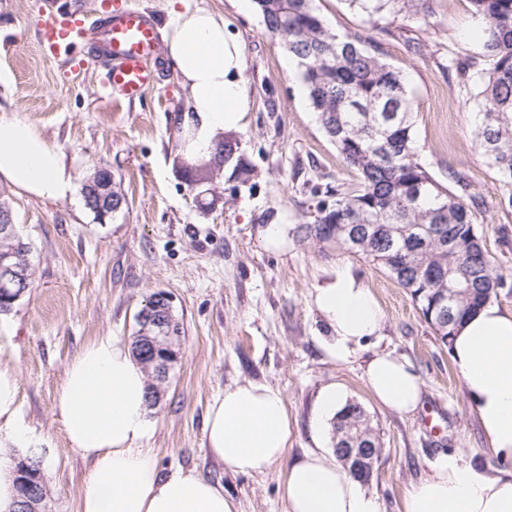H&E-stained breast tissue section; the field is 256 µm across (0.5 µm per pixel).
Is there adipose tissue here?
I'll return each mask as SVG.
<instances>
[{
    "label": "adipose tissue",
    "mask_w": 512,
    "mask_h": 512,
    "mask_svg": "<svg viewBox=\"0 0 512 512\" xmlns=\"http://www.w3.org/2000/svg\"><path fill=\"white\" fill-rule=\"evenodd\" d=\"M166 55L186 92L181 125L185 160L208 155L217 133L245 124L242 45L223 14L204 8L173 11L163 31ZM0 182L17 192L61 201L75 179L56 145L32 123L0 113ZM313 302L331 330L324 349L347 362L378 335L383 312L371 288L346 265L315 288ZM450 355L481 430L501 467L440 459L407 493L404 512H512V312L486 302L457 328ZM366 385L386 409L416 411L423 385L410 363L378 351L364 365ZM148 378L130 349L101 336L66 366L54 414L71 449L92 463L80 512H236L224 487L194 472L162 475L142 442L151 425ZM291 425L284 394L265 383L225 388L208 408L205 449L225 467L262 473L286 453ZM286 512H379L340 463L311 451L289 465Z\"/></svg>",
    "instance_id": "ef3b65f1"
}]
</instances>
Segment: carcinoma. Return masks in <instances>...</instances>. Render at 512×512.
Returning a JSON list of instances; mask_svg holds the SVG:
<instances>
[{"label":"carcinoma","instance_id":"cac0c4a2","mask_svg":"<svg viewBox=\"0 0 512 512\" xmlns=\"http://www.w3.org/2000/svg\"><path fill=\"white\" fill-rule=\"evenodd\" d=\"M370 29L402 17L430 24L435 0H345ZM266 31L296 60L321 127L360 182L326 190L319 216L304 224L305 239L334 242L381 267L408 290L437 339L449 346L463 317L497 296L507 278L496 271L475 229L476 198L454 175L456 190L444 187L420 161L414 116L404 71L379 59L357 36H338L315 0H254ZM485 28L477 50L463 62L448 60L463 83L473 86L476 142L512 206V0H470ZM237 139L216 137L207 157L189 163V182L206 186L239 152ZM365 229L351 240L355 227ZM0 254L26 272V281L0 275V314L11 311L14 294L30 288L31 246L13 226L0 234ZM448 298L444 323L430 314L431 302ZM334 448L350 441L360 448L381 442L365 410L349 404L332 427Z\"/></svg>","mask_w":512,"mask_h":512}]
</instances>
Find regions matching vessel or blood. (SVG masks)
<instances>
[{
  "instance_id": "obj_1",
  "label": "vessel or blood",
  "mask_w": 512,
  "mask_h": 512,
  "mask_svg": "<svg viewBox=\"0 0 512 512\" xmlns=\"http://www.w3.org/2000/svg\"><path fill=\"white\" fill-rule=\"evenodd\" d=\"M40 43L46 54L71 68L82 63V50L102 61L103 82L122 99H139L155 80L150 62L159 51L153 21L140 9L127 6L90 19L70 10L58 11L45 23Z\"/></svg>"
}]
</instances>
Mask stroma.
I'll use <instances>...</instances> for the list:
<instances>
[{"instance_id":"obj_1","label":"stroma","mask_w":512,"mask_h":512,"mask_svg":"<svg viewBox=\"0 0 512 512\" xmlns=\"http://www.w3.org/2000/svg\"><path fill=\"white\" fill-rule=\"evenodd\" d=\"M188 3L223 14L238 35L250 101L236 133L237 162L248 165L250 177L241 181L237 162L226 164L209 205L197 200L185 175L177 135L185 94L166 56L157 58L155 83L139 100L125 101L105 90L100 61L74 70L43 54L40 30L60 0H0V110L34 124L76 179L110 170L127 200L100 221L79 193L64 201L8 195L35 274L25 296L0 316V364L20 376L26 447L45 452L48 512H79L90 470L53 414L65 367L97 337L130 343L138 313L159 290L171 296L184 328L180 358L143 443L161 474L192 470L218 482L237 512H285L288 463L333 449L316 399L335 383L379 433L382 457L364 490L380 512H403L407 490L443 455L495 463L447 347L410 294L363 256L297 235L299 225L314 223L327 188L351 187L358 176L323 132L296 60L267 33L255 7ZM316 7L336 33L367 36L363 16L346 0H316ZM436 16L432 26L392 20L370 49L404 70L422 164L447 187L464 174L480 204L477 233L496 270L512 275V205L476 147L473 90L448 67L449 58L477 47L474 12L469 0H437ZM273 224L285 227L276 248L267 242ZM340 264L364 279L384 313L379 336L342 364L320 345L329 330L313 305L314 288ZM381 349L407 358L420 377L416 412L387 411L369 393L362 365ZM247 380L283 392L292 426L284 462L254 475L232 472L203 446L212 400Z\"/></svg>"}]
</instances>
